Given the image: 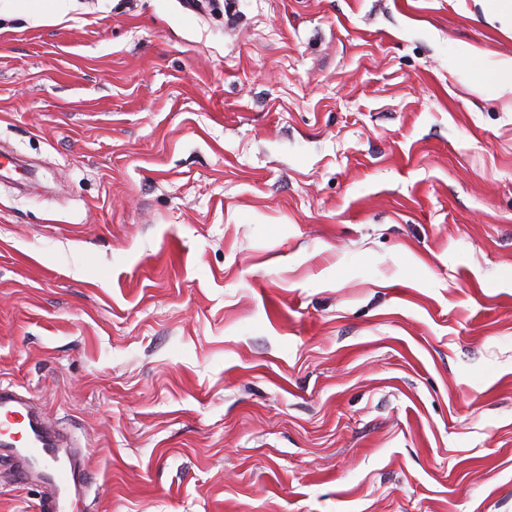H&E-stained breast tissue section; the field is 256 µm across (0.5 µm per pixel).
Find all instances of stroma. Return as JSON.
<instances>
[{
    "label": "stroma",
    "instance_id": "35a3bbf8",
    "mask_svg": "<svg viewBox=\"0 0 512 512\" xmlns=\"http://www.w3.org/2000/svg\"><path fill=\"white\" fill-rule=\"evenodd\" d=\"M502 57L479 0H7L0 383L75 512H512ZM64 442L28 397L0 383V460L18 464V481L37 476L51 490L41 512H71L91 489L81 452Z\"/></svg>",
    "mask_w": 512,
    "mask_h": 512
}]
</instances>
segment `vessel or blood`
I'll use <instances>...</instances> for the list:
<instances>
[{
	"instance_id": "b4317fda",
	"label": "vessel or blood",
	"mask_w": 512,
	"mask_h": 512,
	"mask_svg": "<svg viewBox=\"0 0 512 512\" xmlns=\"http://www.w3.org/2000/svg\"><path fill=\"white\" fill-rule=\"evenodd\" d=\"M0 460L15 463L18 481L36 476L49 488L43 512H71L74 502L86 499L91 489L81 453L65 444L28 397L1 383Z\"/></svg>"
}]
</instances>
